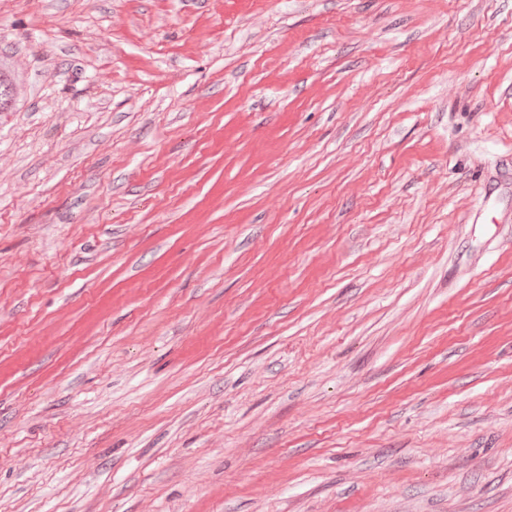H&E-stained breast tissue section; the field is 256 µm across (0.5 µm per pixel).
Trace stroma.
Returning a JSON list of instances; mask_svg holds the SVG:
<instances>
[{
    "mask_svg": "<svg viewBox=\"0 0 512 512\" xmlns=\"http://www.w3.org/2000/svg\"><path fill=\"white\" fill-rule=\"evenodd\" d=\"M0 512H512V0H0ZM21 108L22 104L16 97L7 63L0 57V112H18Z\"/></svg>",
    "mask_w": 512,
    "mask_h": 512,
    "instance_id": "obj_1",
    "label": "stroma"
}]
</instances>
